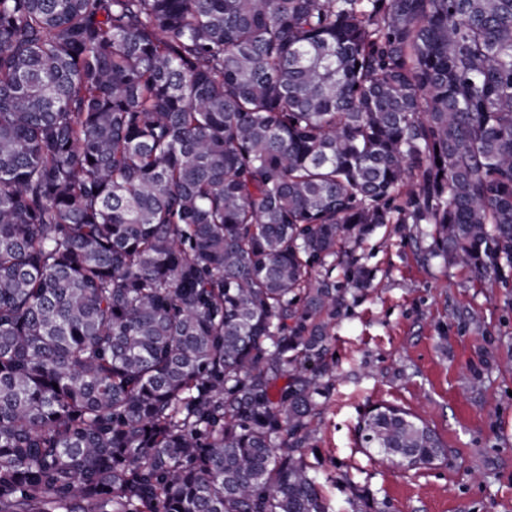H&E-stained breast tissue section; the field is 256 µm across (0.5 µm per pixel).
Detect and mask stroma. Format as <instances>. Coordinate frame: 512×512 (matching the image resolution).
<instances>
[{"label": "stroma", "instance_id": "obj_1", "mask_svg": "<svg viewBox=\"0 0 512 512\" xmlns=\"http://www.w3.org/2000/svg\"><path fill=\"white\" fill-rule=\"evenodd\" d=\"M415 225L388 224L348 243L370 284L332 272L346 305L329 326L332 375L306 460L331 512H512V278L427 263ZM419 416L444 462L401 470L360 447L375 405Z\"/></svg>", "mask_w": 512, "mask_h": 512}]
</instances>
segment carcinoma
Instances as JSON below:
<instances>
[{"label": "carcinoma", "instance_id": "carcinoma-1", "mask_svg": "<svg viewBox=\"0 0 512 512\" xmlns=\"http://www.w3.org/2000/svg\"><path fill=\"white\" fill-rule=\"evenodd\" d=\"M383 224L512 272V0H0V512H328L331 269Z\"/></svg>", "mask_w": 512, "mask_h": 512}]
</instances>
